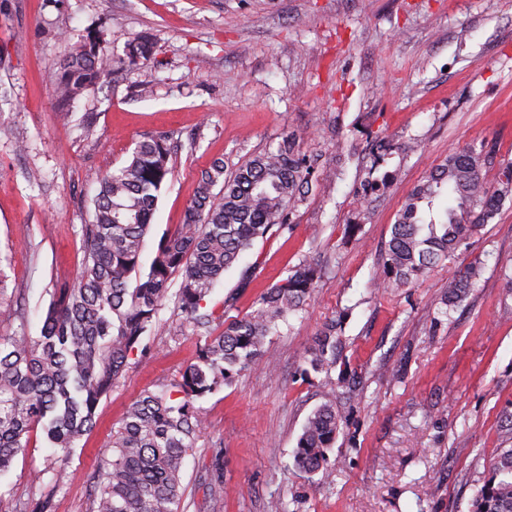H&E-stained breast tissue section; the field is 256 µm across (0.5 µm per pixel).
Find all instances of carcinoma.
<instances>
[{
    "label": "carcinoma",
    "instance_id": "1",
    "mask_svg": "<svg viewBox=\"0 0 512 512\" xmlns=\"http://www.w3.org/2000/svg\"><path fill=\"white\" fill-rule=\"evenodd\" d=\"M155 44L146 35L128 43L132 65L148 64ZM112 74L102 42L65 47L57 81L62 105ZM289 133L275 147L234 170L215 159L200 171L183 224L163 236L147 272L145 238L161 190L173 173L168 137H145L129 159L106 172L82 226V262L72 283L53 289L40 335L0 336V475L38 428L50 447L75 446L95 424L101 399L120 377L129 354L158 325L161 307L175 298L194 330L209 332L214 313L206 297L259 238L291 229L293 216L314 191L315 160ZM498 168L494 182L486 173ZM512 198V162L496 161L481 142L451 153L407 196L391 227L378 278L409 286L442 266ZM316 268L304 258L269 287L250 313L224 323L196 362L160 391H144L112 431L111 459L101 473L93 512H184V460L203 429L192 402L231 383L265 352L267 336L289 325L311 300ZM480 269L458 272L444 305L454 307L475 287ZM179 288L170 293L174 278ZM342 348L336 322L324 325L308 350L316 372L336 366ZM336 395L307 417L294 454L308 474L324 469L339 432ZM470 512H512V448L500 450L492 476L477 490Z\"/></svg>",
    "mask_w": 512,
    "mask_h": 512
}]
</instances>
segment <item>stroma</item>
<instances>
[{
	"mask_svg": "<svg viewBox=\"0 0 512 512\" xmlns=\"http://www.w3.org/2000/svg\"><path fill=\"white\" fill-rule=\"evenodd\" d=\"M146 67L124 64L142 33ZM99 38L116 66L62 108L54 91L66 43ZM303 134L318 188L289 231L244 258L257 276L233 309L239 270L207 298L220 333L302 258L319 278L289 328L232 384L197 399L204 429L183 471L184 512H470L512 413V201L454 260L405 288L374 283L377 258L408 192L448 152L473 142L512 160V0H0V336L38 335L59 281L82 262L81 228L101 176L136 141L170 135L178 151L143 263L181 224L211 160L235 167ZM397 149L383 166L372 143ZM390 189L362 204L370 180ZM358 225L347 237V225ZM481 269L444 311L449 279ZM69 453L31 433L0 476V512L47 494L51 512H91L97 465L144 390L177 380L206 338L173 302ZM340 321L345 350L308 370L312 339ZM341 429L323 471L294 465L297 438L327 390ZM222 482L224 494L210 486Z\"/></svg>",
	"mask_w": 512,
	"mask_h": 512,
	"instance_id": "35a3bbf8",
	"label": "stroma"
}]
</instances>
